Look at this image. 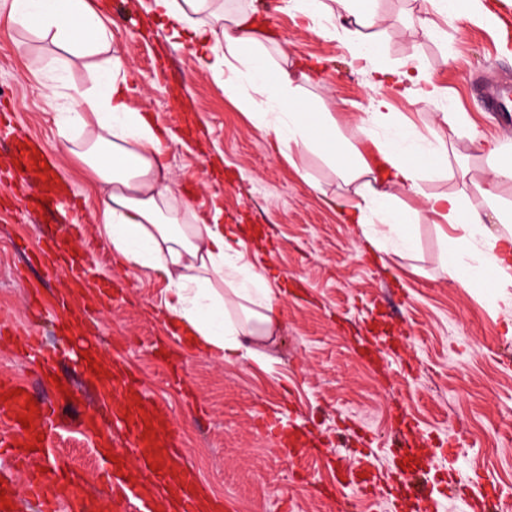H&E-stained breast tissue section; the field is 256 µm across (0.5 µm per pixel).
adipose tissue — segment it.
I'll return each mask as SVG.
<instances>
[{
  "label": "adipose tissue",
  "mask_w": 512,
  "mask_h": 512,
  "mask_svg": "<svg viewBox=\"0 0 512 512\" xmlns=\"http://www.w3.org/2000/svg\"><path fill=\"white\" fill-rule=\"evenodd\" d=\"M340 27L349 36L354 56L377 52L374 42L359 38L373 28L376 0H338ZM154 17L173 37L190 36L203 50V66L225 91L242 93V105L254 111L259 125L280 148L343 157L341 175L356 181L349 218L360 223L373 212L378 237L407 231L414 213L395 206L397 191L422 193L426 173L448 166V145L439 140L424 149L414 126L397 122L386 98L372 101L362 119L363 136L376 152L340 155L336 119L313 112L300 97L295 69L271 65L256 32L259 22L249 13L226 12L224 0H152ZM8 20L40 38L67 45L76 59L95 58V84L70 98L69 122L82 137L73 151L107 186L99 200L98 231L112 245L121 265L162 271L168 280L165 307L169 325L186 334L197 350L224 360L242 359L265 366L262 344L275 342L280 330L277 291L262 267L234 247L224 233L220 214L208 223L187 224L189 204L179 194L162 161L167 129L147 115L131 110L121 87L122 59L112 52V31L89 0H11ZM391 128L389 138L376 130ZM483 207L464 206L453 194L430 195L426 213L462 230V247L444 260L449 276L468 288H493L498 299L512 286V235L490 232L487 218L511 224L493 187L483 190Z\"/></svg>",
  "instance_id": "adipose-tissue-1"
}]
</instances>
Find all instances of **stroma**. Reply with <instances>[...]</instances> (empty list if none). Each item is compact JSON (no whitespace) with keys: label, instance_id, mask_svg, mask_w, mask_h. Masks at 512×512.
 Listing matches in <instances>:
<instances>
[{"label":"stroma","instance_id":"obj_1","mask_svg":"<svg viewBox=\"0 0 512 512\" xmlns=\"http://www.w3.org/2000/svg\"><path fill=\"white\" fill-rule=\"evenodd\" d=\"M96 2L114 21L112 52L123 59L129 108L177 128L164 154L170 175L192 215L205 219L221 210L225 230L258 252L273 287L284 291L282 331L266 345L263 369L197 353L172 336L162 305L166 277L118 265L96 230L105 187L64 146L80 135L61 116L74 89L91 88L89 60L66 69L51 65L64 49L8 24L10 0H0V99L79 202L73 213L54 205L23 216L24 179L0 180V324L13 329L0 335V377L26 384L34 400L55 397L22 352L28 333L38 334L60 352L56 370L81 409L111 431L99 381L73 369L68 357L78 337H98L102 368L118 356L136 373L145 402L178 427L187 463L202 489L223 502V512H339L347 503L354 512H401L402 503L415 499L399 478L402 413L415 421L427 453L448 438L461 440L465 494L479 496L476 474L512 486V307L493 306L483 289L443 273L453 236L423 219L409 228L411 249L372 248L339 207L353 185L322 155L274 151L250 111L201 67L195 46L153 19L150 0ZM224 8L273 14L271 62L288 57L299 65L303 99L314 111L333 113L346 143L362 152L373 149L359 130L373 98L387 97L396 117L429 140L447 134L446 114L459 115L465 126L448 150L447 170L424 179L423 195L399 192L398 202L420 212L425 195L456 193L466 205L482 204L476 185L493 172L467 125L512 155V128L486 110L477 91L486 81L512 84V38L501 26L449 21L440 0H377L379 61L394 71L425 66L438 88L425 103L419 88L371 84L370 61L351 54L342 31L302 26L283 0H224ZM50 84L55 94H48ZM75 227L81 234L70 246L85 256V281L70 283L50 260L17 277L27 267L25 247ZM105 281L113 296L108 308L97 301ZM36 290L70 302L71 331L54 318L33 322L29 300ZM275 414L305 433L302 454L288 455L258 430L260 416ZM364 432L375 439L379 490L366 497L344 486L319 495L337 468L356 466ZM56 463L87 478L88 512H105L111 491L97 477L103 463L97 442L74 427H57L39 460L43 467Z\"/></svg>","mask_w":512,"mask_h":512}]
</instances>
